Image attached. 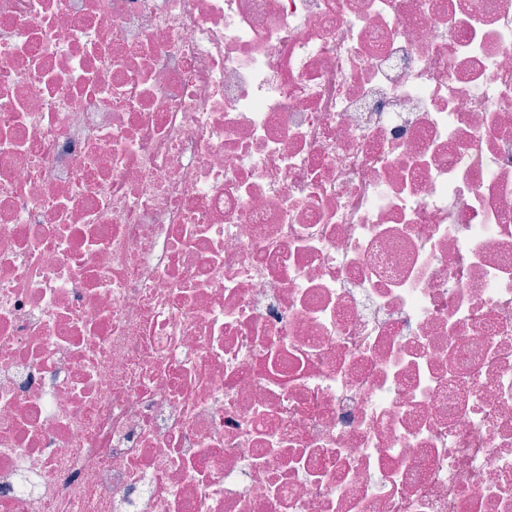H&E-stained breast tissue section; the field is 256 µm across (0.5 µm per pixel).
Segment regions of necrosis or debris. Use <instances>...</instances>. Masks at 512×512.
<instances>
[{
  "instance_id": "necrosis-or-debris-1",
  "label": "necrosis or debris",
  "mask_w": 512,
  "mask_h": 512,
  "mask_svg": "<svg viewBox=\"0 0 512 512\" xmlns=\"http://www.w3.org/2000/svg\"><path fill=\"white\" fill-rule=\"evenodd\" d=\"M0 512H512V0H0Z\"/></svg>"
}]
</instances>
